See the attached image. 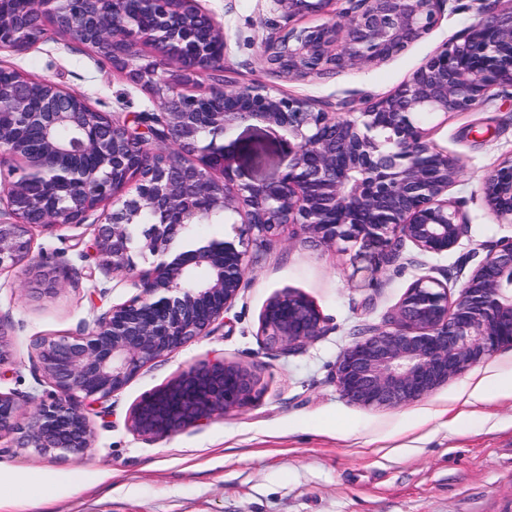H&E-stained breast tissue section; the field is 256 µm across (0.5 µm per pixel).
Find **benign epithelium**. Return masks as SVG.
Instances as JSON below:
<instances>
[{"label":"benign epithelium","instance_id":"obj_1","mask_svg":"<svg viewBox=\"0 0 512 512\" xmlns=\"http://www.w3.org/2000/svg\"><path fill=\"white\" fill-rule=\"evenodd\" d=\"M268 2L290 21L330 17L262 43L264 59L280 76L305 79L404 53L438 25L446 0H345L348 7L338 13L331 10L336 0ZM119 3L38 0L34 21L0 12V48L36 45L48 21L160 99V111L139 112L130 124L47 81L48 111L35 114L37 156L0 124V159L18 162L0 172V272L31 260L33 230L83 224L103 203L120 207L97 225L95 256L117 271L130 267L135 250L166 255L188 224L213 214L242 217L258 249L287 225L337 249L373 240L381 246V267L405 240L431 256L458 245L465 224L445 194L460 167L428 140L421 121L446 122L474 109L490 89L512 87V11L481 12L397 90L344 116L260 84L188 93L201 73L223 68V27L197 0H141L144 22L134 29L120 18ZM168 64L176 70L166 77ZM27 103L28 86H0V112L22 114ZM248 118L286 134L289 162L275 180L235 178V152L220 137ZM63 124L82 131L81 152L52 136ZM481 191L496 216L511 223V158L487 171ZM61 197L71 204L59 207ZM144 211L154 222L135 234ZM201 267L209 276L195 283L191 273ZM248 267L247 251L232 241L183 252L145 271L139 294L96 317L87 332L37 339V381L54 391L29 397L35 407L23 423L19 397L0 392V438L8 435L14 447L43 459L84 455L94 441L85 408L109 400L146 364L208 335L234 305ZM261 332L271 346L292 351L324 335V318L313 301L286 289L264 306ZM504 347H512V237L495 244L453 298L432 276L411 283L385 327L363 331L339 354L336 387L354 405L400 407ZM256 385L250 367L213 358L143 397L130 424L147 438L169 436L248 407Z\"/></svg>","mask_w":512,"mask_h":512}]
</instances>
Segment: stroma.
I'll return each instance as SVG.
<instances>
[{
    "label": "stroma",
    "mask_w": 512,
    "mask_h": 512,
    "mask_svg": "<svg viewBox=\"0 0 512 512\" xmlns=\"http://www.w3.org/2000/svg\"><path fill=\"white\" fill-rule=\"evenodd\" d=\"M198 3L226 33L225 84H261L329 111L396 90L476 19L480 5L512 9V0H448L440 25L406 53L370 69L289 80L262 56V37L290 27L268 0ZM0 67L53 82L114 118L158 109L150 89L52 27L26 51L0 50ZM423 127L462 168L448 189L466 223L453 251L429 256L406 242L398 260L381 268L374 243L343 252L284 228L252 251L243 288L222 323L148 363L103 406H90L96 438L84 457L48 461L0 439V497L11 502L4 512H512V392L497 387L512 378V348L399 408L358 407L336 388L340 352L363 330L385 326L413 281L430 275L456 295L495 243L512 236V223L499 220L480 190L485 173L512 155V90L493 89L472 111L441 125L430 118ZM224 141L234 147L238 181L275 178L288 163L280 137L259 120L235 124ZM110 211L102 206L86 223L35 232L33 257L55 269V293L29 288L28 265L0 272V323L9 329L11 353L0 365V391L45 394L36 383L34 341L79 334L137 295L133 282L152 258H136L132 271H112L99 266L91 248L96 224ZM286 289L312 300L326 328L291 352L269 348L260 331L267 300ZM216 356L254 370L252 405L172 436L145 438L132 430L138 401Z\"/></svg>",
    "instance_id": "1"
}]
</instances>
